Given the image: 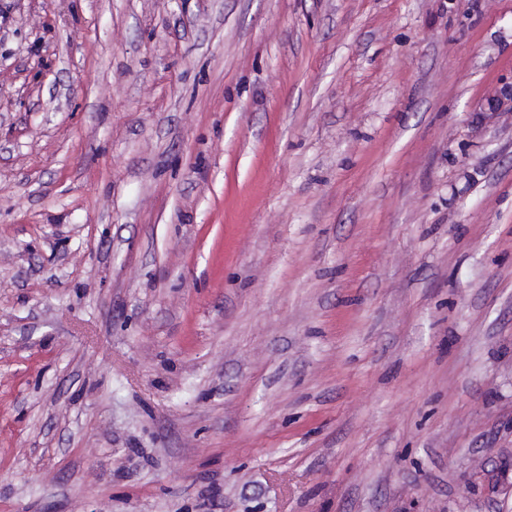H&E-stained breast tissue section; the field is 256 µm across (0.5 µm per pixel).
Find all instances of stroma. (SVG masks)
<instances>
[{
  "instance_id": "obj_1",
  "label": "stroma",
  "mask_w": 512,
  "mask_h": 512,
  "mask_svg": "<svg viewBox=\"0 0 512 512\" xmlns=\"http://www.w3.org/2000/svg\"><path fill=\"white\" fill-rule=\"evenodd\" d=\"M512 0H0V512H512ZM481 112H512V80L504 82L493 94L480 104Z\"/></svg>"
}]
</instances>
